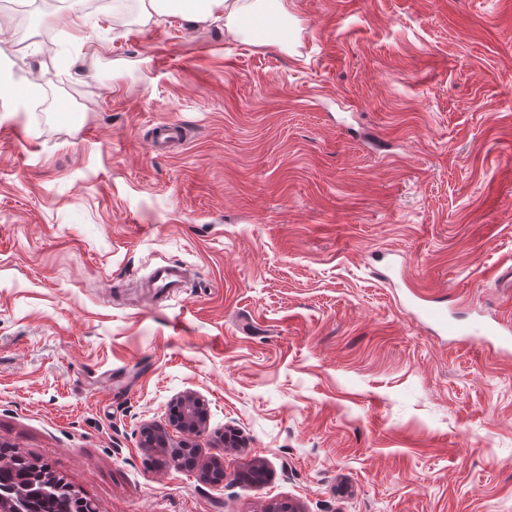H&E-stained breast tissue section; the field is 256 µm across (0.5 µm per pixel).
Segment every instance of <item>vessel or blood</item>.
Instances as JSON below:
<instances>
[{
    "label": "vessel or blood",
    "mask_w": 512,
    "mask_h": 512,
    "mask_svg": "<svg viewBox=\"0 0 512 512\" xmlns=\"http://www.w3.org/2000/svg\"><path fill=\"white\" fill-rule=\"evenodd\" d=\"M153 143L159 149L182 147L185 143L183 127L176 122H161L154 127ZM148 285L168 297H179L187 286V267L178 262L156 266L148 276ZM410 314L414 321L429 326L433 331L461 337L465 340L480 338L483 341H498L503 346L512 345V329L498 322L476 320L473 329L460 327L448 315L447 307L430 296H417L410 301Z\"/></svg>",
    "instance_id": "vessel-or-blood-1"
}]
</instances>
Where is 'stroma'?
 Masks as SVG:
<instances>
[{
	"instance_id": "obj_1",
	"label": "stroma",
	"mask_w": 512,
	"mask_h": 512,
	"mask_svg": "<svg viewBox=\"0 0 512 512\" xmlns=\"http://www.w3.org/2000/svg\"><path fill=\"white\" fill-rule=\"evenodd\" d=\"M11 3L40 87L0 99V445L97 512H512V353L404 307L512 321V0H291L262 45ZM170 259L189 287L146 300ZM188 391L221 484L140 445ZM155 135L153 143L159 149L180 148L185 144L186 138L183 127L176 122H161L154 126Z\"/></svg>"
}]
</instances>
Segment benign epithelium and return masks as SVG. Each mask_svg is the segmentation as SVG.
Wrapping results in <instances>:
<instances>
[{
  "label": "benign epithelium",
  "instance_id": "1",
  "mask_svg": "<svg viewBox=\"0 0 512 512\" xmlns=\"http://www.w3.org/2000/svg\"><path fill=\"white\" fill-rule=\"evenodd\" d=\"M175 415L171 419L172 430L178 434L181 447H190L194 436L201 433L208 421V402L199 394L189 392L174 402ZM170 430V431H172ZM170 431L156 424H147L141 430V446L167 448L171 443Z\"/></svg>",
  "mask_w": 512,
  "mask_h": 512
}]
</instances>
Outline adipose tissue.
Listing matches in <instances>:
<instances>
[{
  "instance_id": "obj_1",
  "label": "adipose tissue",
  "mask_w": 512,
  "mask_h": 512,
  "mask_svg": "<svg viewBox=\"0 0 512 512\" xmlns=\"http://www.w3.org/2000/svg\"><path fill=\"white\" fill-rule=\"evenodd\" d=\"M139 7L145 19L174 13L194 27L220 21L232 36L242 35L243 18H272L277 22L275 35L282 39L288 34V0H139Z\"/></svg>"
}]
</instances>
